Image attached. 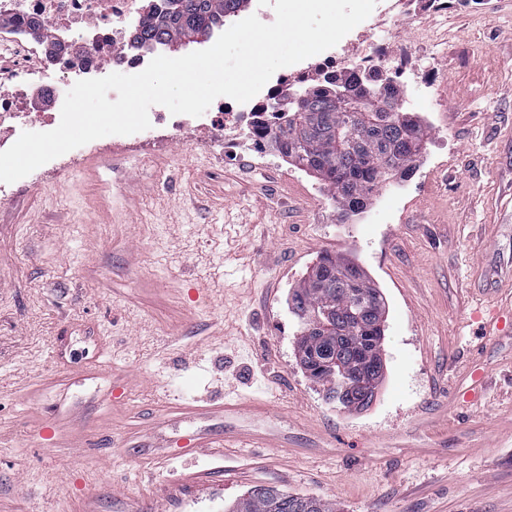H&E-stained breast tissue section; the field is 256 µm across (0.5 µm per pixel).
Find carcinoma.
Listing matches in <instances>:
<instances>
[{"mask_svg": "<svg viewBox=\"0 0 512 512\" xmlns=\"http://www.w3.org/2000/svg\"><path fill=\"white\" fill-rule=\"evenodd\" d=\"M248 0H163L162 8L139 22L134 42L144 45L160 41L169 48L198 42L242 11ZM351 87L363 92L364 112L349 116L336 108V92ZM400 99L390 79L381 75L372 82L355 76L313 85L297 86L294 93L270 100L278 108L266 106L275 120L268 141L287 158L318 179L336 199L341 211L353 214L390 176L381 168L384 160L398 162L397 175L405 176L414 166L421 148L430 138L428 128L403 107L384 112L380 102ZM332 310L331 327L323 331L313 313ZM291 312L299 331L297 355L309 377L320 384L328 397L336 393V380L318 371L317 358L327 345L325 335L336 337L331 354L352 374L375 366L376 380L383 376V343L373 336L385 326L386 305L379 289L352 261L323 255L303 278L291 296ZM374 399L355 387L343 399L346 408L361 409ZM228 512H336L328 502L274 487H260L230 507Z\"/></svg>", "mask_w": 512, "mask_h": 512, "instance_id": "carcinoma-1", "label": "carcinoma"}]
</instances>
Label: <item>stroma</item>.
I'll use <instances>...</instances> for the list:
<instances>
[{
  "label": "stroma",
  "mask_w": 512,
  "mask_h": 512,
  "mask_svg": "<svg viewBox=\"0 0 512 512\" xmlns=\"http://www.w3.org/2000/svg\"><path fill=\"white\" fill-rule=\"evenodd\" d=\"M396 53L426 45L437 120L384 224L340 220L296 165L245 173L200 139L36 170L0 204V512H225L275 486L338 512H512V0L397 15ZM382 292L384 377L349 411L301 368L293 288L319 256ZM112 365L83 386L70 373ZM485 380L481 401L464 392ZM125 385L123 406L108 397ZM69 403L75 428L125 441L48 444L32 423ZM239 403L176 421L174 404ZM262 437L193 458L198 430Z\"/></svg>",
  "instance_id": "stroma-1"
}]
</instances>
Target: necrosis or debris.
Masks as SVG:
<instances>
[{"label":"necrosis or debris","mask_w":512,"mask_h":512,"mask_svg":"<svg viewBox=\"0 0 512 512\" xmlns=\"http://www.w3.org/2000/svg\"><path fill=\"white\" fill-rule=\"evenodd\" d=\"M147 0H0V18L8 25L0 32V49L12 53L16 63L0 78L12 83L11 92L0 93V151L8 149L20 131H50L61 115L33 107L28 99L31 85H42L48 94L64 99L76 77H99L102 71L134 74L142 71L156 56L166 54L164 44L132 48L127 37L130 24L144 11ZM404 0H379L377 7L357 31L366 46L353 52L349 46H334L313 62H300L296 69L277 77L271 90L285 93L295 84L341 75L349 71L366 77L390 75L395 86L407 83V66L392 53L396 32L391 15ZM36 21L48 28L57 42L70 45V54L60 58L40 51L18 36V25ZM265 102L253 99L241 105L221 96L200 117L171 114L161 105L149 110L148 130L125 136L126 147L137 148L144 140L178 136L188 126L207 129L216 125L233 126V137L225 138L228 156L263 158L268 116Z\"/></svg>","instance_id":"4bbe7bcc"}]
</instances>
